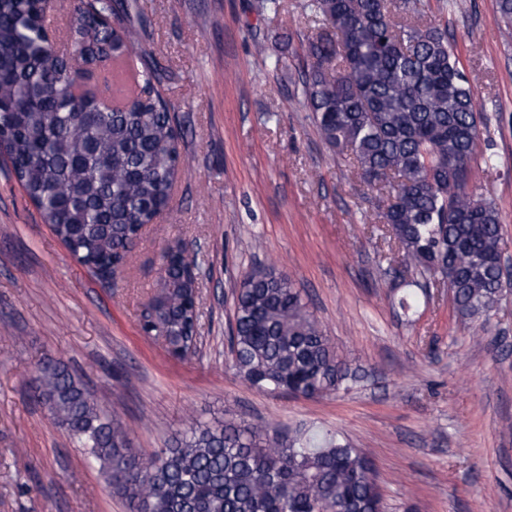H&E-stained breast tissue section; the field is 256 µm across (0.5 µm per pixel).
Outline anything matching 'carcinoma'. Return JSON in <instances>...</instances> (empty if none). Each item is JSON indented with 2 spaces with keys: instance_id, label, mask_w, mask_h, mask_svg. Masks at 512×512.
I'll list each match as a JSON object with an SVG mask.
<instances>
[{
  "instance_id": "obj_1",
  "label": "carcinoma",
  "mask_w": 512,
  "mask_h": 512,
  "mask_svg": "<svg viewBox=\"0 0 512 512\" xmlns=\"http://www.w3.org/2000/svg\"><path fill=\"white\" fill-rule=\"evenodd\" d=\"M313 20L298 77L322 140L386 197L378 218L410 285L447 280L453 307L477 321L505 287L503 234L493 203L470 188L480 125L470 78L448 44V20L430 0H305ZM72 53L52 44L38 0H0V143L42 221L84 264L122 265L136 225L169 203L180 175L181 129L161 88L165 68L144 62L148 24L139 0H73ZM288 50L281 36L254 38ZM112 79L111 105L89 69ZM154 306L176 350L193 355L199 292L181 260ZM228 341L234 367L264 392L322 397L356 381L292 280L247 273L234 301ZM36 393L53 421L99 465L130 512H382L374 468L326 431L283 438L250 423L192 420L166 447L143 455L120 419L102 410L60 362L42 366Z\"/></svg>"
}]
</instances>
